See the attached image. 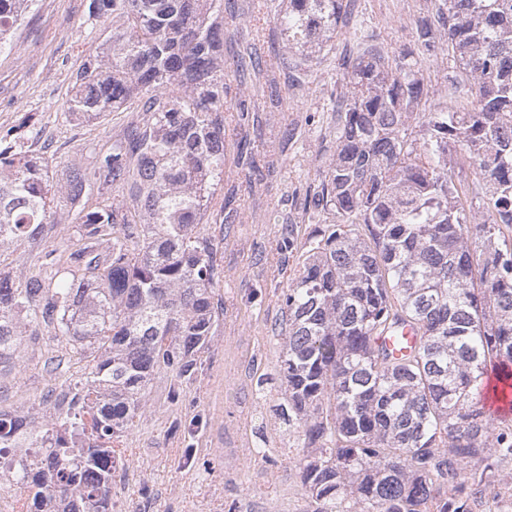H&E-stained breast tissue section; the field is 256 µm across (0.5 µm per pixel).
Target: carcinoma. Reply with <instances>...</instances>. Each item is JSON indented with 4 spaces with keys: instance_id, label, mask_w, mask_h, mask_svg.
Segmentation results:
<instances>
[{
    "instance_id": "cac0c4a2",
    "label": "carcinoma",
    "mask_w": 512,
    "mask_h": 512,
    "mask_svg": "<svg viewBox=\"0 0 512 512\" xmlns=\"http://www.w3.org/2000/svg\"><path fill=\"white\" fill-rule=\"evenodd\" d=\"M35 0H0V47ZM251 5L250 50L263 70L265 26ZM344 0H288L281 34L303 54L338 31ZM224 0H90L112 30L72 75L65 117L96 120L138 103L136 118L69 168L52 194L49 161L24 149L23 118L0 137V247L40 248L0 270V365L40 328L85 364L32 429L0 410V470L34 490L26 512H112L122 434L160 373L190 382L224 316V223L208 214L224 174ZM418 51L452 53L478 89L467 112H429L415 52L358 57L336 98L337 149L313 206L336 218L305 241L281 289L276 414L295 437L307 512H504L512 505V416L485 413L489 373L512 380V0H441L415 21ZM253 95L236 88L246 124ZM421 121V137L411 121ZM482 185L467 223L448 145ZM77 224L42 246L55 198ZM410 324L399 359L378 339Z\"/></svg>"
}]
</instances>
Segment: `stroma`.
I'll return each mask as SVG.
<instances>
[{
  "label": "stroma",
  "instance_id": "1",
  "mask_svg": "<svg viewBox=\"0 0 512 512\" xmlns=\"http://www.w3.org/2000/svg\"><path fill=\"white\" fill-rule=\"evenodd\" d=\"M88 2L39 0L14 44L0 50V131L30 116L36 136L29 149L62 167L84 162L91 147L110 141L131 118L127 111L91 121L63 115L72 74L107 33L89 20ZM436 3L353 0L332 47L310 59L288 48L277 21L268 23L275 53L288 59L287 68L264 76L277 92L255 95L253 124L239 125L232 112L224 121V176L216 190L227 222L223 321L196 381L165 373L152 381L148 413L122 438L128 462L112 477V512H255L258 503L276 499L286 512H305V492L288 462L294 451L274 411L280 393L256 386L281 354L276 296L297 270V258H284L278 248L281 228L295 224L304 240L333 221L307 211L306 203L336 155L332 107L343 90V61L368 49L392 57L415 49L414 23ZM238 8L235 27L224 32V81L232 86L240 82L234 60L250 42L249 0H238ZM421 64L432 86L428 109L461 112L469 106L475 91L451 56L425 55ZM244 140L257 168L237 161ZM50 356L60 359L52 373L44 367ZM81 368L61 337L46 333L22 342L18 358L0 371V409L28 415L39 427L50 424L55 410L47 394ZM173 389L175 401L169 398ZM189 445L194 454H186ZM250 448L255 456H247ZM229 449L247 456L239 472L225 468Z\"/></svg>",
  "mask_w": 512,
  "mask_h": 512
}]
</instances>
